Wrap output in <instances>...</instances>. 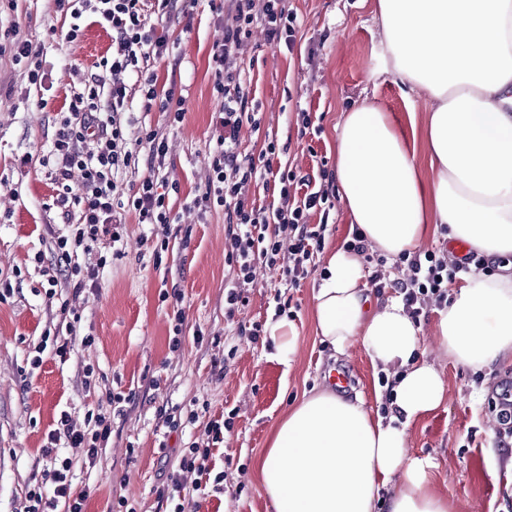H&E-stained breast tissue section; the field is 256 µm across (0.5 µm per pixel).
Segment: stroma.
I'll return each instance as SVG.
<instances>
[{"instance_id": "obj_1", "label": "stroma", "mask_w": 512, "mask_h": 512, "mask_svg": "<svg viewBox=\"0 0 512 512\" xmlns=\"http://www.w3.org/2000/svg\"><path fill=\"white\" fill-rule=\"evenodd\" d=\"M376 0H290L300 30L294 49H275L254 34L241 55L261 117L259 127L243 125L240 148L259 153L275 142L282 163L298 175H318L319 162L336 163V124L342 112L368 101L396 119L401 128H424L428 112L416 102L408 120L398 83L372 77L377 25ZM71 20L54 0H0V27H16L20 39L47 49L42 86L30 84L11 53L0 54V512H18L28 486L40 481L41 448L60 413L83 423L106 394L128 400L112 415V435L95 466L80 450L61 449L71 458L76 485L93 489L86 512H107L126 499L135 512H171L158 493L169 472H177L181 494L197 512H273L258 462L275 423L303 394L322 388L331 370L349 371L346 397L377 403L379 378L361 343L332 355L315 332L312 290L327 258L342 250L354 230L343 205L331 211L315 270L294 288L282 271L257 263L255 281L234 318L225 314L230 280L224 250V209L190 208L207 176L206 152L216 133L222 103L212 92L208 55L221 37L210 0H198L191 19L168 25L169 57L155 63L159 84L175 83L186 96L182 121L141 109L135 76H127L129 111L140 125L168 140L161 176L176 182L170 195L174 223H138L126 213L118 246L102 239L92 253H79L81 267L98 266V277L74 292L60 261L56 236L64 218L52 200L56 186L39 153L55 137L58 115L67 111L85 76L112 52V33L84 12L81 34L68 41ZM309 113L313 133L301 134L300 113ZM180 290L182 301L170 293ZM80 320L69 323L61 304ZM284 309L298 331L290 367L271 357L267 336H252ZM183 317V342L172 347L175 315ZM76 331L91 336L66 358L45 354L31 370L34 348L46 334ZM446 397L436 410L417 418L406 435L412 455L435 464L433 489L455 512H512V446L501 443L502 425L492 395L512 379V359L475 371L442 358ZM91 385H84L85 370ZM198 419L179 430L164 424L166 414ZM230 420L223 441L212 448V474L219 489L202 493L197 476L180 471L178 451L205 439L213 420Z\"/></svg>"}]
</instances>
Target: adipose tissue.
<instances>
[{
  "label": "adipose tissue",
  "mask_w": 512,
  "mask_h": 512,
  "mask_svg": "<svg viewBox=\"0 0 512 512\" xmlns=\"http://www.w3.org/2000/svg\"><path fill=\"white\" fill-rule=\"evenodd\" d=\"M374 14L379 71L428 103L434 176L421 180L415 145L365 102L336 124L339 199L385 257L418 251L435 228L498 272L452 289L429 344L401 296L372 303L358 255L330 256L313 288L315 331L339 353L361 341L388 374L389 410L327 388L304 395L260 461L274 512H453L432 489L431 459L405 449L410 424L444 402L433 356L473 369L512 357V0H377Z\"/></svg>",
  "instance_id": "ef3b65f1"
}]
</instances>
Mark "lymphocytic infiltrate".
<instances>
[{
	"label": "lymphocytic infiltrate",
	"mask_w": 512,
	"mask_h": 512,
	"mask_svg": "<svg viewBox=\"0 0 512 512\" xmlns=\"http://www.w3.org/2000/svg\"><path fill=\"white\" fill-rule=\"evenodd\" d=\"M197 0H56L69 10L73 23L68 40L79 36V21L92 12L112 33V54L100 62L101 73L91 74L82 92L74 94L68 112L59 118L52 147L40 164L48 168L57 186L53 201L67 221V230L56 238L64 261L71 262L73 248L87 246L101 236L120 242L121 215L134 212L139 223L169 224L173 217L169 195L159 189L157 165L168 153L166 138L154 129L140 130L130 138L135 119L127 110L126 75H136L142 91L141 109L157 110L182 120L186 98L176 86L161 88L152 61L169 52V38L158 18L188 14ZM212 9L224 15V37L212 47L210 66L213 93L222 101L219 133L206 154L208 177L194 207L211 203L224 209L225 252L233 285L225 295L229 306L243 302V287L253 284L257 262L281 267L289 284L295 285L313 271L312 261L324 240L325 224L308 221L310 212L329 213L334 207L330 186L314 184L276 162L275 143H267L259 155L242 152L239 131L243 123H255L251 91L237 64L240 51L253 28H262L274 48L294 49L297 14L288 0H265L255 11L254 0H216ZM145 167L146 172L130 190L118 183L121 174ZM272 185L276 205L265 208L250 202L245 188L255 181ZM287 232L290 246H283L280 232ZM486 260L476 252L456 259L430 251L416 253L408 262L410 275L396 281L413 315H421L426 300L443 304L448 287L459 273L481 268ZM119 395L86 414L76 425L61 414L41 450L46 461L40 484L25 492L19 512H84L89 488L77 487L70 476L72 460L60 456L63 448L81 449L86 462L95 464L112 433V411L122 403Z\"/></svg>",
	"instance_id": "1"
}]
</instances>
